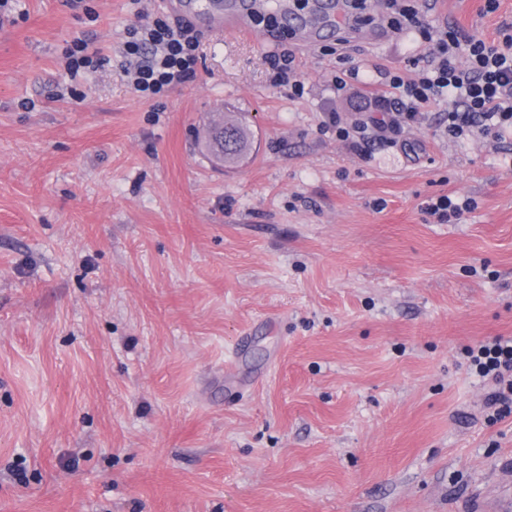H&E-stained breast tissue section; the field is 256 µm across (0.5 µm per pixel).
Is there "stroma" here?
Masks as SVG:
<instances>
[{
  "mask_svg": "<svg viewBox=\"0 0 512 512\" xmlns=\"http://www.w3.org/2000/svg\"><path fill=\"white\" fill-rule=\"evenodd\" d=\"M65 2L0 23V512H483L512 414L467 351L512 337V138H449L443 103L392 146L327 129L424 53L365 39L385 0H348L343 46L203 33L154 100L125 43L191 0ZM485 4L445 9L512 34V0ZM77 40L104 63L71 79ZM227 112L254 147L221 168L196 141ZM441 195L474 208L438 222Z\"/></svg>",
  "mask_w": 512,
  "mask_h": 512,
  "instance_id": "35a3bbf8",
  "label": "stroma"
}]
</instances>
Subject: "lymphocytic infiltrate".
Returning <instances> with one entry per match:
<instances>
[{
  "label": "lymphocytic infiltrate",
  "instance_id": "obj_1",
  "mask_svg": "<svg viewBox=\"0 0 512 512\" xmlns=\"http://www.w3.org/2000/svg\"><path fill=\"white\" fill-rule=\"evenodd\" d=\"M393 31L420 29L428 50L418 78L389 75L386 91L373 99L376 118L329 124L341 140L358 148L376 139L395 143L405 125L424 107L447 102L449 137L502 136L512 133V38L487 41L459 36L456 29H436L421 23L417 11L399 10L390 22ZM199 39L177 22H158L127 41L125 51L134 57L124 74L141 97L152 98L183 84L196 74ZM470 364L495 389L488 398L494 417L512 411V338H496L469 352Z\"/></svg>",
  "mask_w": 512,
  "mask_h": 512
}]
</instances>
